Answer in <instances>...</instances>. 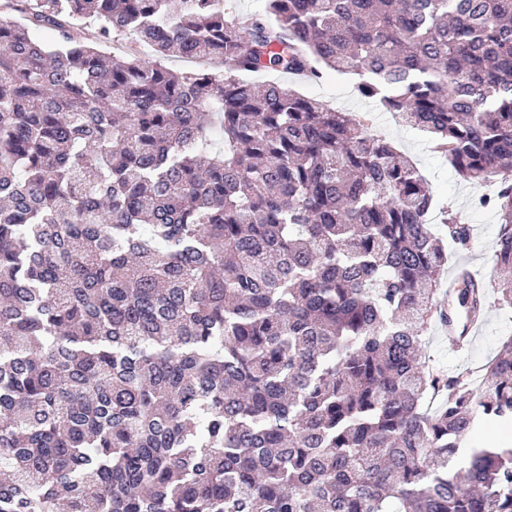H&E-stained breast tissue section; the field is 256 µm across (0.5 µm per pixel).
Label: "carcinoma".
<instances>
[{
  "mask_svg": "<svg viewBox=\"0 0 512 512\" xmlns=\"http://www.w3.org/2000/svg\"><path fill=\"white\" fill-rule=\"evenodd\" d=\"M327 70L495 181L512 308V0L0 6V512H512V447L460 458L512 424V336L426 361L483 312L466 268L440 300L470 227L363 120L243 79Z\"/></svg>",
  "mask_w": 512,
  "mask_h": 512,
  "instance_id": "cac0c4a2",
  "label": "carcinoma"
}]
</instances>
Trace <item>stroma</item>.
Returning <instances> with one entry per match:
<instances>
[{
	"mask_svg": "<svg viewBox=\"0 0 512 512\" xmlns=\"http://www.w3.org/2000/svg\"><path fill=\"white\" fill-rule=\"evenodd\" d=\"M356 79L351 75L329 74L317 83L298 84L299 92L319 98L338 110L369 120L372 129L391 141L397 149L409 156L426 178L438 207L460 217L473 228L468 249L452 252L442 281L455 278L457 266L469 267L486 286V302L477 339L466 352H456L447 335L431 334L427 351L435 362L453 372L463 371L484 362L493 355L499 341L512 335V311L498 303V280L493 267V251L499 224L495 212L480 206L482 186L455 178L450 164L435 153L429 136L415 128L401 124L395 113L389 112L380 101L361 97L354 90Z\"/></svg>",
	"mask_w": 512,
	"mask_h": 512,
	"instance_id": "1",
	"label": "stroma"
}]
</instances>
